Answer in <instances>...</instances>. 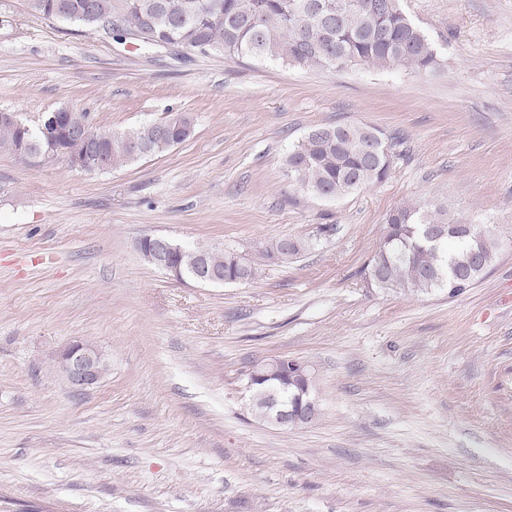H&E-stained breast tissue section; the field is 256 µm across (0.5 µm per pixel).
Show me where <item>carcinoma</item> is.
I'll use <instances>...</instances> for the list:
<instances>
[{
    "label": "carcinoma",
    "mask_w": 512,
    "mask_h": 512,
    "mask_svg": "<svg viewBox=\"0 0 512 512\" xmlns=\"http://www.w3.org/2000/svg\"><path fill=\"white\" fill-rule=\"evenodd\" d=\"M105 12L124 24L113 32L120 43L127 33L141 36V49H152L159 39L202 55L230 59L277 61L285 66L326 71L356 65L425 73L438 64L437 53L425 34L405 14L400 0H102ZM30 13L55 19L61 13L92 32L102 27L93 0H27ZM86 123L85 113L67 109L57 134L45 141L41 130L0 123V144L18 146L26 140L30 156L76 158L97 167V172L123 168L135 161L162 154L184 142L194 128L193 117L177 113L158 121L160 131L144 124L125 134L90 127L91 144L99 156L88 155L83 142L71 139L70 126ZM367 125L329 124L310 128L286 158L288 172L307 194L333 199L381 183L391 174L395 160L404 156L396 136L385 139L393 156L371 151L375 134ZM441 224L445 234L433 241L427 230ZM305 244L276 241L265 249L280 260L300 255ZM224 275V283L248 281L255 268L237 253L219 247H183L171 253V262L187 278L193 276L200 257ZM496 256L492 233L460 218L448 216L440 202L402 206L386 217L385 232L363 272L370 283L410 292L448 289L455 297L472 287L489 271ZM254 379L253 409L263 415V391L288 390L295 405L313 392V376L294 380L282 368L263 369Z\"/></svg>",
    "instance_id": "carcinoma-1"
}]
</instances>
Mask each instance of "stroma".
<instances>
[{
    "mask_svg": "<svg viewBox=\"0 0 512 512\" xmlns=\"http://www.w3.org/2000/svg\"><path fill=\"white\" fill-rule=\"evenodd\" d=\"M402 5L431 72L145 51L0 0V111L80 110L119 134L194 118L104 173L0 146V512H512V0ZM336 123L409 155L385 182L311 196L286 155ZM429 200L497 225L492 269L455 298L368 284L387 214ZM146 235L256 274L176 280ZM282 237L307 247L266 259ZM75 339L109 361L84 391L53 362ZM278 356L310 365L315 422L252 413L247 375Z\"/></svg>",
    "mask_w": 512,
    "mask_h": 512,
    "instance_id": "35a3bbf8",
    "label": "stroma"
}]
</instances>
